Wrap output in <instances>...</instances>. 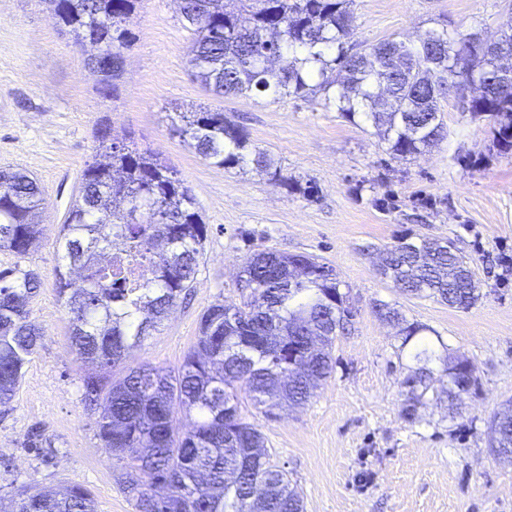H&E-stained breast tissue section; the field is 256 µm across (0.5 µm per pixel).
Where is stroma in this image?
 <instances>
[{"instance_id":"obj_1","label":"stroma","mask_w":512,"mask_h":512,"mask_svg":"<svg viewBox=\"0 0 512 512\" xmlns=\"http://www.w3.org/2000/svg\"><path fill=\"white\" fill-rule=\"evenodd\" d=\"M357 43L413 41L428 29L512 34V0H354ZM134 45L114 98H102L88 49L62 29L44 0H0V169L29 174L41 188L42 235L34 252L0 251V270L34 269L41 287L29 319L42 344L0 406V496L33 484L89 488L97 512H135L83 401L90 367L69 347L68 315L57 294L59 234L81 176L96 158V130L133 140L174 167L208 227L187 298L133 350L125 364L177 368L199 319L215 302L240 300L244 258L272 250L312 255L336 271L354 316L337 336L336 372L310 400L268 420L244 407L264 450L301 490L304 512H512V458L492 452L489 421L512 401V154L493 145L489 117L462 95L441 103L444 137L422 154L390 155L363 116L326 108L323 94L278 101L218 96L192 76V33L177 0H142L126 22ZM223 111L252 146L281 168L276 185L252 166L215 167L172 133L176 107ZM408 238L452 241L481 297L458 310L404 294L383 278L381 252ZM433 329L451 355L476 368L479 385L433 393L416 422L401 412L411 361L375 306ZM46 444L33 448V433Z\"/></svg>"}]
</instances>
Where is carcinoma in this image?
<instances>
[{
    "label": "carcinoma",
    "mask_w": 512,
    "mask_h": 512,
    "mask_svg": "<svg viewBox=\"0 0 512 512\" xmlns=\"http://www.w3.org/2000/svg\"><path fill=\"white\" fill-rule=\"evenodd\" d=\"M77 43L90 38L108 99L123 72L133 37L125 28L140 0H44ZM193 31L189 65L205 87L219 95L275 100L324 94L351 119L357 114L377 128L387 151L417 155L438 144L443 122L440 99L457 83L479 79L484 94L468 111L494 120L493 142L512 152V74H497L498 61L472 35L428 29L407 46L387 38L349 45L353 0H179ZM172 131L211 164L224 169L252 163L280 185L278 165L249 147L244 131L208 108L179 113ZM103 160L84 170L78 195L62 225L60 247L67 272L57 292L69 314V340L84 360L121 366L191 288L207 237L190 189L176 171L134 142L99 129ZM41 190L20 171L0 170V249L29 254L40 234ZM118 251L138 285L127 286ZM81 284L70 279L78 252ZM294 255L262 251L248 257L239 279L238 305L214 303L201 315L199 336L176 369L150 364L116 379L87 375L86 406L98 413V432L112 453L117 477L136 512H304L303 497L288 472L265 457L258 467L241 461L263 447L256 424L242 414L239 394L266 418L308 401L335 366L333 345L352 317L334 270L301 256L309 275L290 288L279 278ZM403 291L433 296L467 310L477 286L450 241L400 242L387 249L379 268ZM40 287L35 270H0V405L12 399L42 332L28 320V304ZM377 314L398 328L399 350L413 345L416 368L405 379L402 415L410 423L430 389L433 365L448 376V397L459 385L475 388L476 369L438 353L422 338L425 325L408 322L386 304ZM229 405L233 414H224ZM194 417L184 433L177 414ZM502 441H512V404L495 413ZM146 473L166 486L161 494ZM6 512H96L91 491L80 484L55 495L32 485L17 490Z\"/></svg>",
    "instance_id": "obj_1"
}]
</instances>
